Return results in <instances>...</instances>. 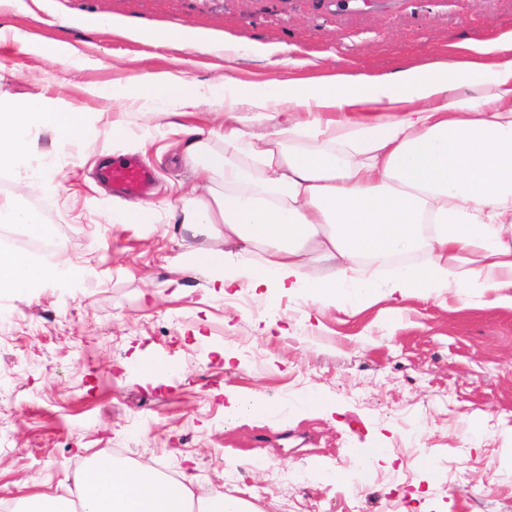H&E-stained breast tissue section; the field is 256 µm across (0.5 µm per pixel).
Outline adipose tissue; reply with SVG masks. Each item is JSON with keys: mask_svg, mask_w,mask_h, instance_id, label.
Wrapping results in <instances>:
<instances>
[{"mask_svg": "<svg viewBox=\"0 0 512 512\" xmlns=\"http://www.w3.org/2000/svg\"><path fill=\"white\" fill-rule=\"evenodd\" d=\"M24 51L76 70L101 60L67 43L30 42L0 28ZM512 36L478 46V61H436L353 77L243 83L225 79L202 94L182 77L150 73L93 84V97L139 102L156 120L168 106L201 102L236 113L224 149L202 141L188 149L195 197L188 230L220 224V244L188 255L183 271L207 273L222 288L306 296L323 307L347 289L363 305L379 295L431 299L451 288L493 292L512 308ZM52 126L59 140L84 129L86 116L39 99L0 109V160L31 159L29 133ZM422 255L377 281L380 258ZM328 277L308 273L311 262ZM83 267L45 265L0 250V295L43 284H79ZM73 496H23L12 512H245L234 499L195 495L188 478L168 479L147 462L97 457L74 479Z\"/></svg>", "mask_w": 512, "mask_h": 512, "instance_id": "ef3b65f1", "label": "adipose tissue"}]
</instances>
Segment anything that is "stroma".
<instances>
[{
	"label": "stroma",
	"instance_id": "stroma-1",
	"mask_svg": "<svg viewBox=\"0 0 512 512\" xmlns=\"http://www.w3.org/2000/svg\"><path fill=\"white\" fill-rule=\"evenodd\" d=\"M188 27L242 44H288V61L156 47L99 29ZM71 43L99 69L68 70L0 42V106L64 99L98 112L95 128L58 141L32 129L33 164L0 165V195L38 206L60 256L86 266L79 287L50 284L0 301V501L55 495L80 466L120 451L165 475L194 477L197 495L254 512H512V309L449 289L442 298L351 300L323 308L288 293L225 304L210 275L178 267L209 232L169 216L190 179L185 141L139 106L89 85L152 71L201 90L241 82L379 74L465 57V45L512 34V0H42L0 8V28ZM153 173L155 227L110 221L117 195L97 173L113 119ZM234 359L224 360L223 350ZM147 360L170 373L148 374ZM261 392L272 410L229 423L235 396ZM326 396L306 408L309 393ZM351 448L385 449L358 465Z\"/></svg>",
	"mask_w": 512,
	"mask_h": 512
}]
</instances>
